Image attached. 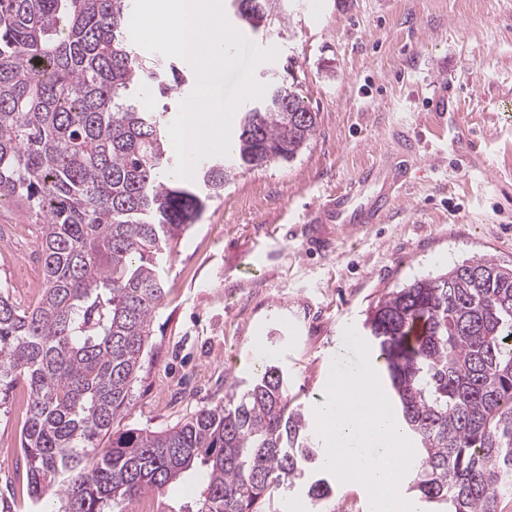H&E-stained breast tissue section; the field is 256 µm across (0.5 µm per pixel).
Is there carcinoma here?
Segmentation results:
<instances>
[{
	"label": "carcinoma",
	"mask_w": 512,
	"mask_h": 512,
	"mask_svg": "<svg viewBox=\"0 0 512 512\" xmlns=\"http://www.w3.org/2000/svg\"><path fill=\"white\" fill-rule=\"evenodd\" d=\"M232 2L244 27L280 16L279 0ZM130 17L131 0H0V203L24 205L44 263L34 306L0 289V405L25 384L27 497L123 512L194 470L192 505L169 512H265L297 480L323 512L322 448L276 365L164 431L114 428L164 302L163 257L239 171L292 160L317 124L294 86H275L195 184L162 179L176 164L167 120L129 90L162 96L184 77L139 52ZM364 329L419 448L408 489L433 512H497L512 496V267L480 256L416 277Z\"/></svg>",
	"instance_id": "cac0c4a2"
}]
</instances>
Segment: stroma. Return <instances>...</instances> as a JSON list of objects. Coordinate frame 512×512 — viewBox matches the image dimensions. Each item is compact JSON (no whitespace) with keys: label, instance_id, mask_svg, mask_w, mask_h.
I'll return each instance as SVG.
<instances>
[{"label":"stroma","instance_id":"35a3bbf8","mask_svg":"<svg viewBox=\"0 0 512 512\" xmlns=\"http://www.w3.org/2000/svg\"><path fill=\"white\" fill-rule=\"evenodd\" d=\"M249 31L317 114L291 161L239 172L163 264L166 297L118 428L162 430L249 382L257 358L312 412L347 326L415 277L486 255L512 266V0H281ZM411 138L421 158L384 224L305 246L308 210ZM0 286L22 307L43 261L24 206L0 204Z\"/></svg>","mask_w":512,"mask_h":512}]
</instances>
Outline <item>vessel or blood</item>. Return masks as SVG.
I'll list each match as a JSON object with an SVG mask.
<instances>
[{"mask_svg": "<svg viewBox=\"0 0 512 512\" xmlns=\"http://www.w3.org/2000/svg\"><path fill=\"white\" fill-rule=\"evenodd\" d=\"M402 155L404 160L400 163L370 165L348 187L312 207V228L306 240L308 247H322L324 236L321 227L325 224L334 225L337 233L341 234L387 221L403 200L407 184V160L413 155L410 143H403Z\"/></svg>", "mask_w": 512, "mask_h": 512, "instance_id": "obj_1", "label": "vessel or blood"}]
</instances>
